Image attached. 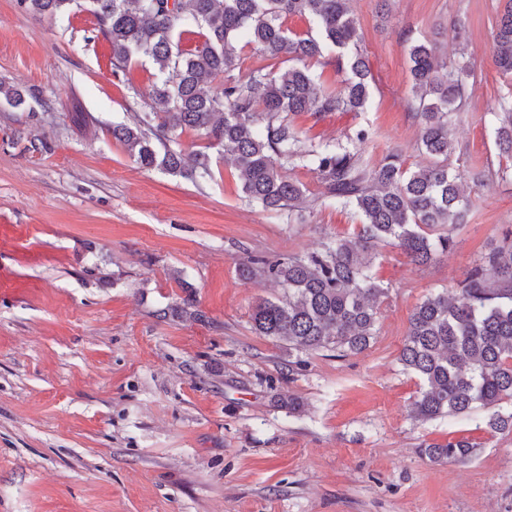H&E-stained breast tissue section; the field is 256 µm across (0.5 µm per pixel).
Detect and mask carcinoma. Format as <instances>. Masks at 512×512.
<instances>
[{"label": "carcinoma", "instance_id": "carcinoma-1", "mask_svg": "<svg viewBox=\"0 0 512 512\" xmlns=\"http://www.w3.org/2000/svg\"><path fill=\"white\" fill-rule=\"evenodd\" d=\"M31 15L61 19L86 8L93 31L108 41L114 75L145 56L159 81L143 97L135 94L128 120L112 124V139L144 169H161L195 180L213 178L208 150L224 152L241 182L243 198L264 209L305 221L319 202L360 216L357 240L338 237L309 253L277 258L248 254L239 265L245 280L266 279L282 288L253 308L260 336L285 340L305 352L365 350L375 336L383 287L371 265L379 250L400 248L409 260L427 265L452 245L451 229L467 221L474 201L464 175L452 167V114L461 111L475 83L465 54L466 22L451 28L453 53L441 54L424 35L408 40L411 96L407 111L419 125L424 164L412 170L392 151L376 166L365 164L366 128L346 143L308 141L289 116L311 112H362L369 101V64L363 33L347 0H19ZM491 32L495 69L512 77V0H499ZM310 18L305 38L288 34L283 19ZM201 40L181 47L189 28ZM257 50L264 64L238 73L237 45ZM345 74L341 88L324 85L313 60ZM287 67H281L283 63ZM0 99L13 108L26 96L0 81ZM499 154L512 159V84L490 112ZM190 130L205 150L188 157L171 147ZM308 168L321 190L309 199L286 172ZM403 369L423 382L412 403L422 422L487 413L486 425L512 429V411L499 404L512 398V243L485 254L452 295L427 296L413 311L399 355ZM421 453L434 462H465L474 454L467 440L428 444Z\"/></svg>", "mask_w": 512, "mask_h": 512}]
</instances>
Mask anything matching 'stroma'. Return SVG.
Here are the masks:
<instances>
[{
  "label": "stroma",
  "mask_w": 512,
  "mask_h": 512,
  "mask_svg": "<svg viewBox=\"0 0 512 512\" xmlns=\"http://www.w3.org/2000/svg\"><path fill=\"white\" fill-rule=\"evenodd\" d=\"M372 80L362 112L291 119L303 138L370 130L369 165L398 150L424 163L404 31L468 22L477 82L453 130L460 164L498 163L490 112L506 90L490 58L496 0H349ZM29 96L0 103V512H512V431L484 412L415 421L420 380L399 353L415 307L455 292L512 234V182L481 189L452 249L427 266L380 249L388 289L363 352H301L255 333L245 254L276 257L354 237V211L315 206L291 224L248 204L236 171L214 160L195 183L140 168L112 138L133 94L157 80L149 60L112 73L91 17L34 19L0 0V81ZM91 113L89 124L72 120ZM191 299L201 318H180ZM304 403L278 406L275 394ZM465 439L464 463L424 444Z\"/></svg>",
  "instance_id": "35a3bbf8"
}]
</instances>
